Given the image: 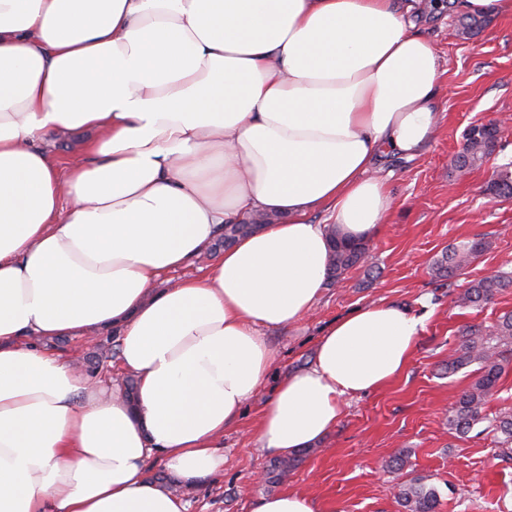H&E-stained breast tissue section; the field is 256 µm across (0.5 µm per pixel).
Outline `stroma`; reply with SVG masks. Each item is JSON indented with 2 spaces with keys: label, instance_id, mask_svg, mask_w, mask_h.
I'll list each match as a JSON object with an SVG mask.
<instances>
[{
  "label": "stroma",
  "instance_id": "obj_1",
  "mask_svg": "<svg viewBox=\"0 0 512 512\" xmlns=\"http://www.w3.org/2000/svg\"><path fill=\"white\" fill-rule=\"evenodd\" d=\"M414 20L439 59L444 111L423 153L385 159L392 205L368 263L350 269L296 325L267 331L276 363L239 421L224 433V469L207 484L184 490L188 512H252L264 496L290 490L313 497L320 512H403L398 483L426 477L438 493L436 512H512V458L494 434L462 433L448 424V406L475 377L474 367L447 374L462 332L490 330L512 311V288L480 307L457 297L469 282L512 272V198L490 191L497 170L512 168V13L486 18L475 35L459 33L462 15L451 7L418 5ZM500 126L498 144L482 166L459 172L453 158L466 130ZM487 249L460 275L436 277L433 264L449 248L472 239ZM387 301L424 316L405 370L386 387L347 400L343 415L314 447L287 456L279 478L275 457L263 452L251 430L277 380L308 368L323 329L357 308ZM46 348L98 379L119 376V343L112 332L87 340L63 336ZM409 450L403 470L382 463Z\"/></svg>",
  "mask_w": 512,
  "mask_h": 512
}]
</instances>
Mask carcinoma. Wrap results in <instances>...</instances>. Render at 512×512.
Listing matches in <instances>:
<instances>
[{
  "mask_svg": "<svg viewBox=\"0 0 512 512\" xmlns=\"http://www.w3.org/2000/svg\"><path fill=\"white\" fill-rule=\"evenodd\" d=\"M499 130L496 125L482 124L480 129L466 134L465 142L456 156L455 168L459 171L475 168L490 157L496 148ZM490 190L498 197H512V172L502 171L491 183ZM259 228L257 224H226L224 236L218 243L229 247L240 237ZM481 239L463 242L443 253L435 261V273L439 278H451L476 259L485 250ZM368 245L334 237L330 240L327 279L339 283L350 269L364 263ZM512 288V273L497 274L469 283L460 297L462 304L477 307L495 297L497 293ZM512 351V312L499 317L492 330L484 332L470 329L456 352L448 360V373L454 374L474 363L479 365L477 376L464 389L448 410V424L466 433L475 425L488 422L485 430L502 435L499 440L502 452L512 455V411H504L490 418L484 414L487 397L497 387L504 373L506 352ZM396 497L405 512H435L437 491L421 477H413L397 485Z\"/></svg>",
  "mask_w": 512,
  "mask_h": 512,
  "instance_id": "obj_1",
  "label": "carcinoma"
}]
</instances>
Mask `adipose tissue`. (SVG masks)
Here are the masks:
<instances>
[{"mask_svg": "<svg viewBox=\"0 0 512 512\" xmlns=\"http://www.w3.org/2000/svg\"><path fill=\"white\" fill-rule=\"evenodd\" d=\"M397 0H0V512H187L276 362L265 333L323 292L330 233L368 240L391 197L373 164L418 156L437 55ZM86 133L62 163L51 137ZM329 216L314 224L315 212ZM278 222L206 275L233 217ZM421 317L364 305L282 378L254 437L325 438L343 400L408 364ZM117 330L133 398L43 339ZM159 458L172 485L148 478ZM255 214L245 217L242 220L236 221L238 223H246V224H224V236L218 239V245L224 244V246L219 247L215 253L210 254L207 253L206 257L196 260L191 264H188L184 267H181L177 270L169 271L163 276V285L165 286L167 282L170 281V284L176 283L178 280L199 276L208 271V267L212 265L213 262H216L221 252L224 251V248L231 246L234 244L240 237L247 235L251 232L257 230L262 224H252L254 221ZM215 244V245H217Z\"/></svg>", "mask_w": 512, "mask_h": 512, "instance_id": "obj_1", "label": "adipose tissue"}]
</instances>
